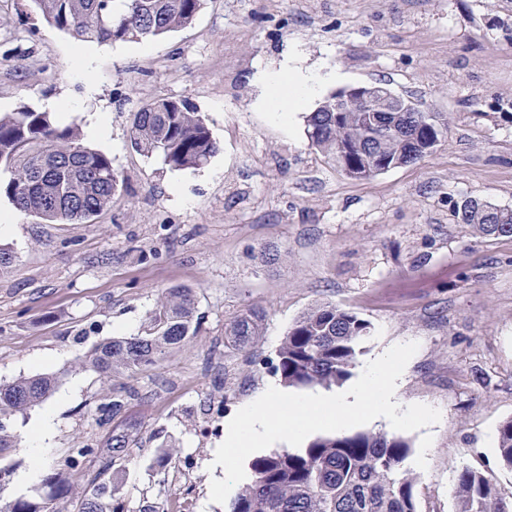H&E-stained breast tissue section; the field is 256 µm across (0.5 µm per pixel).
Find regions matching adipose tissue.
<instances>
[{"label":"adipose tissue","mask_w":512,"mask_h":512,"mask_svg":"<svg viewBox=\"0 0 512 512\" xmlns=\"http://www.w3.org/2000/svg\"><path fill=\"white\" fill-rule=\"evenodd\" d=\"M338 78V73L333 71L320 74L305 72L293 66L285 68L276 75L260 72L255 76L256 81L263 85L261 107L285 118L289 117L291 113L304 109L314 100L325 83L338 80ZM55 428V415L53 412L47 411L26 429V451L30 464L28 469L19 475L18 485H30L37 481Z\"/></svg>","instance_id":"1"}]
</instances>
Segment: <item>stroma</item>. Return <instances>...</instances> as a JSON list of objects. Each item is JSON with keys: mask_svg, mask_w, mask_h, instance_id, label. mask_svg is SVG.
Returning <instances> with one entry per match:
<instances>
[{"mask_svg": "<svg viewBox=\"0 0 512 512\" xmlns=\"http://www.w3.org/2000/svg\"><path fill=\"white\" fill-rule=\"evenodd\" d=\"M80 43L35 19L26 0H0V113L55 98L108 113L110 139L85 138L127 182L93 221L47 224L17 213L0 233L14 256L0 276V384L38 373L55 390L8 428L0 504L29 499L25 430L43 410L57 430L43 466L102 444L98 408L127 389L143 442L121 465L122 504L229 512L205 504L209 459L224 421L274 373L289 328L320 304L366 320L358 364L414 342L401 395L438 409V423L405 432L418 512H455L452 477L474 467L512 498L498 428L512 419V238L478 235L457 217L464 200L512 209V0H203L191 27L142 42L102 43L77 73ZM340 71L349 86L381 83L448 120L421 161L368 180L347 177L314 147L306 115L261 110L260 71L288 58ZM96 92L87 95V84ZM188 97L218 150L176 170L130 143L141 101ZM192 289L200 328L157 365L106 378L92 347L134 336L167 289ZM263 313L249 351L226 327ZM173 446L166 467L154 463Z\"/></svg>", "mask_w": 512, "mask_h": 512, "instance_id": "35a3bbf8", "label": "stroma"}]
</instances>
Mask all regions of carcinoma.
<instances>
[{
  "instance_id": "carcinoma-1",
  "label": "carcinoma",
  "mask_w": 512,
  "mask_h": 512,
  "mask_svg": "<svg viewBox=\"0 0 512 512\" xmlns=\"http://www.w3.org/2000/svg\"><path fill=\"white\" fill-rule=\"evenodd\" d=\"M203 0H30L32 12L81 42H116L153 38L191 26ZM385 100L374 111H334L333 96L307 116V132L321 151L336 158L354 178L375 176L425 157L448 126L431 112H386ZM131 144L138 152L159 155L166 165L197 168L215 154L217 144L205 119L187 99L158 98L135 112ZM0 196L20 212L48 223L85 222L107 209L125 177L106 154L85 146L78 127L51 112L21 105L0 113ZM458 218L484 235L512 237V210L467 202ZM189 288H170L137 336L112 338L92 349L86 364L114 373L153 366L166 348L179 345L199 329L193 320ZM262 314L247 311L225 331L241 350L261 334ZM368 324L353 312L320 304L289 329L275 372L283 385H341L352 375ZM56 385L38 374L0 384V456L16 447L6 421L43 402ZM124 398L115 392L98 408V420L110 424L102 447L74 448L44 479L46 494L18 500L3 512H124L116 461L129 459L141 440L136 422L120 418ZM410 445L401 436L365 432L318 437L306 447L255 459L252 481L232 503L231 512H417L414 479L404 462ZM500 463L512 469V419L498 430ZM99 463L96 475L74 492L67 474L85 463ZM456 512H512L493 478L464 467L453 479Z\"/></svg>"
}]
</instances>
